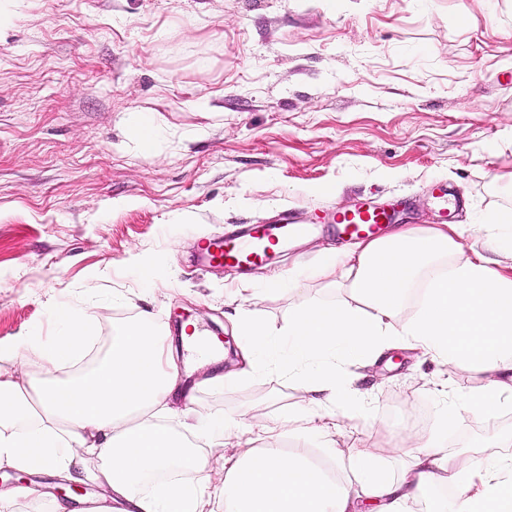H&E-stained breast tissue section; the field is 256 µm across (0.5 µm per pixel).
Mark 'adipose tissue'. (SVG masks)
Returning a JSON list of instances; mask_svg holds the SVG:
<instances>
[{
	"mask_svg": "<svg viewBox=\"0 0 512 512\" xmlns=\"http://www.w3.org/2000/svg\"><path fill=\"white\" fill-rule=\"evenodd\" d=\"M485 250H465L456 224H402L385 237L322 251L317 261L277 275L266 287L298 290L318 281L333 300L304 303L288 318L282 338L261 321L238 319L245 346L242 375L257 369L291 377L305 396L275 419L245 426L223 422L225 439L248 437L251 448L224 456V503L199 486L174 484L146 494L150 474L190 468L208 474L215 454L186 447L153 421L179 391V369L165 336L140 318L114 331L105 355L67 379L20 381L1 364L33 358L44 370L76 361L96 328L82 310L61 306L53 319L60 338L0 343V461L25 471L71 476L78 455L94 460L93 478L116 512H415L427 492L452 488L450 512H512V456L474 454L459 468L443 439L461 412L493 413L512 405V210L491 215ZM413 315H406L407 307ZM288 355L268 363L278 342ZM406 348L416 362L431 359L484 376L463 399L439 391L430 437H406L404 464L389 478L371 466L367 448L336 446L338 420L363 416V393L345 365L375 362ZM300 435L329 449L343 480L304 457L268 442Z\"/></svg>",
	"mask_w": 512,
	"mask_h": 512,
	"instance_id": "1",
	"label": "adipose tissue"
}]
</instances>
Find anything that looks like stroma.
Instances as JSON below:
<instances>
[{"label": "stroma", "instance_id": "stroma-1", "mask_svg": "<svg viewBox=\"0 0 512 512\" xmlns=\"http://www.w3.org/2000/svg\"><path fill=\"white\" fill-rule=\"evenodd\" d=\"M140 115L156 129L147 158L127 134ZM436 180L464 201L467 245L512 209V0H0L2 343L54 338L60 303L91 308L97 354L141 315L174 345L189 316L228 336L245 314L280 331L334 294L269 292L265 275L340 246L328 216L359 201L440 223ZM285 209L316 230L270 263L197 264L205 239ZM179 371L204 419L274 417L299 397L262 373L225 388L208 364ZM439 379L454 400L480 384L402 350L366 368L370 417L342 420L338 448L398 471L385 434L434 431ZM509 431L512 408L464 412L446 450L463 464ZM30 481L44 498L0 512H50L56 476L0 463V490Z\"/></svg>", "mask_w": 512, "mask_h": 512}]
</instances>
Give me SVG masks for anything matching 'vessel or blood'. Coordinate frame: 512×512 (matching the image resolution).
<instances>
[{"label":"vessel or blood","instance_id":"b4317fda","mask_svg":"<svg viewBox=\"0 0 512 512\" xmlns=\"http://www.w3.org/2000/svg\"><path fill=\"white\" fill-rule=\"evenodd\" d=\"M394 209L361 204L331 217L338 236L360 238L376 234L392 223ZM293 212H281L266 224L246 225L240 234L207 239L199 260L209 266L231 267L241 271L268 263L279 248L308 233Z\"/></svg>","mask_w":512,"mask_h":512}]
</instances>
